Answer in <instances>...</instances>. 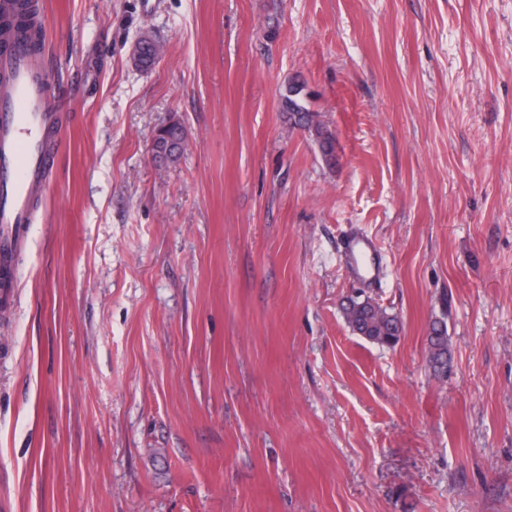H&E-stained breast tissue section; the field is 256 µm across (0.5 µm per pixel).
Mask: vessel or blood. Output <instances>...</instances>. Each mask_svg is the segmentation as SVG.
Listing matches in <instances>:
<instances>
[{
  "label": "vessel or blood",
  "instance_id": "obj_1",
  "mask_svg": "<svg viewBox=\"0 0 512 512\" xmlns=\"http://www.w3.org/2000/svg\"><path fill=\"white\" fill-rule=\"evenodd\" d=\"M53 79L26 42L0 52V254L10 255L55 166Z\"/></svg>",
  "mask_w": 512,
  "mask_h": 512
}]
</instances>
